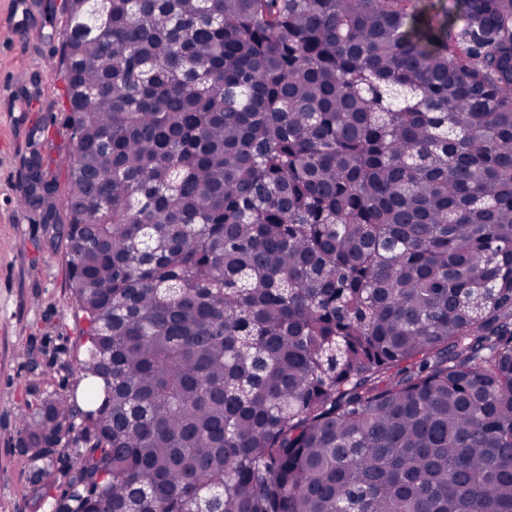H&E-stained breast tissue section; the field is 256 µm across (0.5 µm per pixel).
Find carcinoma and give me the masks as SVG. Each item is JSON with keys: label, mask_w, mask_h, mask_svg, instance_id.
<instances>
[{"label": "carcinoma", "mask_w": 512, "mask_h": 512, "mask_svg": "<svg viewBox=\"0 0 512 512\" xmlns=\"http://www.w3.org/2000/svg\"><path fill=\"white\" fill-rule=\"evenodd\" d=\"M66 12L54 512H512V0Z\"/></svg>", "instance_id": "1"}]
</instances>
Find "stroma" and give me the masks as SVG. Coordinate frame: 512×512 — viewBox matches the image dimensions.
Masks as SVG:
<instances>
[{
  "label": "stroma",
  "mask_w": 512,
  "mask_h": 512,
  "mask_svg": "<svg viewBox=\"0 0 512 512\" xmlns=\"http://www.w3.org/2000/svg\"><path fill=\"white\" fill-rule=\"evenodd\" d=\"M15 2L0 0V512H53L71 490L81 444L70 432L36 457L22 417L55 395L85 405L86 324L72 302L63 242L20 195L33 156L61 182V161L75 146L57 65L67 16L63 0H30L20 29Z\"/></svg>",
  "instance_id": "obj_1"
}]
</instances>
